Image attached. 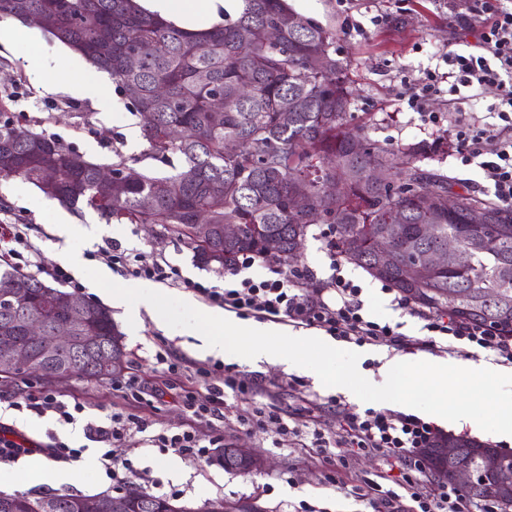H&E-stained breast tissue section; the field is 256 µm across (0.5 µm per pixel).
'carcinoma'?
I'll return each mask as SVG.
<instances>
[{"instance_id": "1", "label": "carcinoma", "mask_w": 512, "mask_h": 512, "mask_svg": "<svg viewBox=\"0 0 512 512\" xmlns=\"http://www.w3.org/2000/svg\"><path fill=\"white\" fill-rule=\"evenodd\" d=\"M29 13L51 17L44 32L67 45L89 64L107 72L136 112H150L143 125L148 155L161 161L184 158L177 173L155 177L136 173L121 195L109 194L97 178L98 165L62 147L43 134L0 124V160L10 156L15 168L0 169V178H20L65 206L84 204L107 221L159 224L187 243L198 264L226 269L244 255L267 259L265 238L279 230L276 258L294 260L295 240L315 224L336 225L330 247L345 263L423 309L448 311L469 322L512 336V208L472 190L453 192L456 181L426 166L436 147L423 141L391 148L349 124L352 105L348 64L336 57V34L295 11L287 0H245V9L231 25L191 33L139 11L134 0H0L3 16L24 20ZM107 29L111 40L98 41ZM278 32L271 40L272 32ZM140 48L136 68L126 65L130 50ZM224 99V111L213 112L209 100ZM190 126L189 140L172 132ZM47 144L56 177L46 182L38 149ZM351 173L336 195L324 186L340 171ZM384 172L381 180L373 172ZM306 192L307 203L296 209L293 196ZM455 207L448 210V194ZM485 224L470 223L474 208ZM237 224L239 235L229 243L202 237L195 224ZM437 225L429 235L426 225ZM389 239L398 258L408 257L413 274L401 264L387 265L377 250ZM452 247L466 252L470 263L453 256L430 266L427 255ZM15 288L27 295L22 310L39 309L47 288L38 277L0 263V296ZM100 331L113 354L127 356L112 314L96 304L86 317ZM98 350L78 359L62 349L44 365L48 383L70 379L103 382L95 369ZM454 438L435 440L437 448ZM451 462L478 471L490 446L464 438ZM480 501H494L512 512V454L500 453L497 478L464 487ZM95 495L0 491V512H93ZM118 499L126 512H174L177 502L132 488ZM241 503L222 499L181 512H240Z\"/></svg>"}]
</instances>
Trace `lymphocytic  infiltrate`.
Masks as SVG:
<instances>
[{"mask_svg": "<svg viewBox=\"0 0 512 512\" xmlns=\"http://www.w3.org/2000/svg\"><path fill=\"white\" fill-rule=\"evenodd\" d=\"M471 13L475 19L474 46L449 51L447 79L451 89L461 87L469 91V101L482 98L487 88L497 91L493 111L478 115L462 109L449 113L456 146V157L462 164L478 162L488 183V191L501 205L512 207V7L504 0H474ZM251 256H242L237 264L224 272L223 287L193 283V290L205 300L224 307L241 317L285 321L299 327L325 331L337 340L362 344L407 345V337L396 327L367 319L363 314L362 290L352 281L340 276L341 263L332 260L336 272L331 297L323 294L307 296L300 292L293 277L279 272L276 278L256 280L241 277L243 269L253 266ZM425 329L430 336H441L459 343H469L491 351L512 362V337L499 335L489 325L455 319L449 314H424ZM221 383H211V369L198 372L205 384L204 392L185 388L180 400L187 421L173 434L147 435L145 415L155 410L163 393L142 386L137 379L114 384V391L130 405L127 414L106 413L83 426L89 441L104 444L101 463L113 483H125L135 469L130 460L114 455L113 450L131 436L142 433L143 443L160 451L196 460L207 458L213 441L198 438V421L223 416L224 397L248 400L255 394L250 380L235 365H221ZM12 409L28 410L43 416L57 415L59 421L76 424L77 416L85 410L78 397H63L56 390L40 388L23 394L12 402ZM440 431L422 418L388 409H366L364 412H345L341 435L327 439L321 431H314L315 451L328 468H335V450L340 446L355 447L378 456L384 466L405 464L396 487H383L375 479H367L374 491L370 505L374 512H386L399 499L400 491H407L415 503V512H497L495 505L477 503L460 488L442 483L425 485L420 479L424 468L420 453L430 446ZM40 454L59 462L80 458V449L70 447L58 438L38 441L14 425L0 422V462L11 463L21 457Z\"/></svg>", "mask_w": 512, "mask_h": 512, "instance_id": "1", "label": "lymphocytic infiltrate"}]
</instances>
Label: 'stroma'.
Here are the masks:
<instances>
[{
	"instance_id": "35a3bbf8",
	"label": "stroma",
	"mask_w": 512,
	"mask_h": 512,
	"mask_svg": "<svg viewBox=\"0 0 512 512\" xmlns=\"http://www.w3.org/2000/svg\"><path fill=\"white\" fill-rule=\"evenodd\" d=\"M290 4L335 32L336 56L348 63L353 81L352 126L364 128L370 138L392 147L419 141L438 145L434 165L449 172L459 184L480 190L483 179L478 165H462L455 157L448 131V93H441L431 103L432 111L438 115L433 124H424L408 104L410 91L425 84L429 72L447 71L444 57L449 42L473 41V32L463 23L471 0H290ZM24 53L21 47L0 46V97L13 100L11 111L0 112V123L9 121L54 138L103 166L115 164L123 157H135L139 160L138 170L162 176L182 165L183 160L177 155L166 164L144 158L145 142L129 141L128 129L140 125L141 118L118 89L110 91L112 107L107 112L97 108L91 95L78 96L62 87L50 92L37 89L25 70ZM0 201L8 206L0 220L21 225L29 252L37 254L42 265L60 263L67 267L72 257L81 259V268L74 274L80 284L76 296L101 303L112 289L122 288L134 294L148 286V279L110 267L104 250L115 245L129 256L141 253L165 259L179 273L178 280L162 281L166 294L191 301L203 312H212V304L202 301L187 284H220V271L197 264L190 247L167 234L160 225L117 226L82 204L67 210L57 200L15 178L0 179ZM62 214L76 227L66 241L54 232ZM334 236L333 225H313L298 261L286 267L291 273L305 271L300 282L303 293L312 296L330 288L334 271L330 266L329 242ZM341 272L361 287L367 316L399 325L401 333L416 339V346L410 348L387 347L388 356L428 362L492 360V353L480 348L471 347L463 353L447 347L441 339L426 341L422 320L411 309L393 307L391 295L382 291V281L348 263L343 264ZM112 320L128 353L124 377L137 378L149 386L160 383L161 366L156 356L166 353L178 364L182 383L191 387L196 383L197 368L211 366L217 360L216 355L200 351L198 340L186 335L183 329L160 325L147 317L133 331L119 309L113 310ZM240 370L256 381V400L246 402L227 397L223 420L212 425L199 424L197 432L203 439L221 436L228 448L254 449L265 459V467L249 474L229 472L210 460H192L140 447L133 436L115 451L119 458L132 461L136 469L127 484L155 491L161 497L177 495L180 502L194 507L204 500L221 498L257 505L262 512H299L303 507L308 512H371L358 489L364 478L377 470L378 459L344 448L340 451L344 465L331 473L311 445L314 431L329 437L336 435L344 410L364 411L366 402L346 388L324 386L313 371L305 368L262 363L255 367L244 364ZM296 378L302 380L304 391L291 388L290 383ZM58 390L82 397L86 403L84 416L88 419L123 404L108 383L73 380L59 385ZM312 398L318 400V410H309L308 401ZM256 404L275 410L286 417L289 427L295 428V435L288 437L283 447L272 444L278 433L277 424H244L243 414ZM4 420L34 439L42 440L52 433L72 447H84L88 454L97 457L102 453L100 444L85 440L81 429L60 424L54 416L39 417L26 410H11ZM42 466L44 476L31 485V492L52 491L49 477L61 467L71 475L70 483L62 485V492L113 496L123 492L98 464L89 466L78 460L61 466L46 459Z\"/></svg>"
}]
</instances>
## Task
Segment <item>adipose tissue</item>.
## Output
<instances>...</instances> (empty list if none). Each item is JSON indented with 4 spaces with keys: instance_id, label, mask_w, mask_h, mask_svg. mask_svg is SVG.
<instances>
[{
    "instance_id": "obj_1",
    "label": "adipose tissue",
    "mask_w": 512,
    "mask_h": 512,
    "mask_svg": "<svg viewBox=\"0 0 512 512\" xmlns=\"http://www.w3.org/2000/svg\"><path fill=\"white\" fill-rule=\"evenodd\" d=\"M147 14L157 16L167 23L189 32H206L227 26L241 15L244 0H135ZM24 59L26 69L34 81L45 78L66 81L74 93L94 92L100 108L109 103L110 80L107 73L95 68L85 69L80 76H73L65 54L48 56L39 50L27 51ZM161 289L153 288L138 298H131L123 289H113L109 302L112 307L122 309L130 325H137L143 316L163 322L165 314L159 306Z\"/></svg>"
}]
</instances>
